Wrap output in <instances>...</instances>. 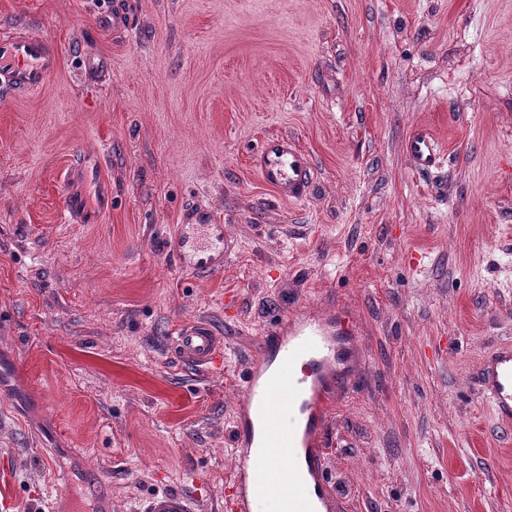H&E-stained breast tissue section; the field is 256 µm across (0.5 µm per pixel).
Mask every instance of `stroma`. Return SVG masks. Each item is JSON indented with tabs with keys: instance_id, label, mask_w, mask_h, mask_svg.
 I'll return each mask as SVG.
<instances>
[{
	"instance_id": "obj_1",
	"label": "stroma",
	"mask_w": 512,
	"mask_h": 512,
	"mask_svg": "<svg viewBox=\"0 0 512 512\" xmlns=\"http://www.w3.org/2000/svg\"><path fill=\"white\" fill-rule=\"evenodd\" d=\"M126 29L101 26L114 4ZM61 65L0 88V496L12 512H139L163 490L229 512L250 360L301 309L345 311L365 367L337 387L338 512H512V430L478 387L512 343V0H0V35ZM446 145L416 172L414 128ZM312 160L285 201L250 157L267 134ZM111 213L68 223L83 152ZM212 206L222 273L168 249ZM224 338L184 364L178 325Z\"/></svg>"
}]
</instances>
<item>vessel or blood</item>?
<instances>
[{
    "instance_id": "1",
    "label": "vessel or blood",
    "mask_w": 512,
    "mask_h": 512,
    "mask_svg": "<svg viewBox=\"0 0 512 512\" xmlns=\"http://www.w3.org/2000/svg\"><path fill=\"white\" fill-rule=\"evenodd\" d=\"M59 64L56 46L41 34L0 37V83L14 93L44 88ZM405 149L419 172L436 168L443 155L440 142L426 132H413ZM254 167L260 180L281 199H301L310 186L309 156L287 136L265 137L254 154ZM64 183L66 210L76 223H95L111 211L112 185L96 153L80 155ZM170 248L186 271L209 276L223 271L234 243L213 208L193 203L181 211ZM343 317L339 310H302L290 315L276 325L250 362L232 430L233 512H253L256 498L268 491L285 503L304 496L312 512H335L325 452L332 393L359 367L355 336L345 328ZM172 343L182 361L206 368L214 364L224 339L210 325L194 322L182 325ZM481 386L498 423L511 426V343L493 349L484 363ZM279 411L293 418V427L285 436L294 472L290 480L260 455L275 433L274 418ZM141 512H194V505L187 494L169 490L147 498Z\"/></svg>"
}]
</instances>
